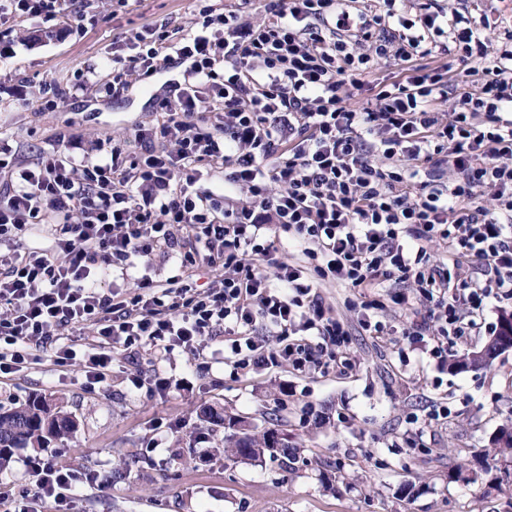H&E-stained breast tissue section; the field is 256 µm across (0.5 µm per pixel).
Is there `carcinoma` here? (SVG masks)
Listing matches in <instances>:
<instances>
[{
	"label": "carcinoma",
	"mask_w": 512,
	"mask_h": 512,
	"mask_svg": "<svg viewBox=\"0 0 512 512\" xmlns=\"http://www.w3.org/2000/svg\"><path fill=\"white\" fill-rule=\"evenodd\" d=\"M498 353L485 358L463 357L450 363L454 370L482 368L491 363ZM76 432V420L59 407L48 403L45 396L34 394L25 402L3 409L0 407V470L9 466L13 454L18 448L43 447L52 440L73 436ZM234 455L247 460L257 461L269 455H279L288 461L295 458V449L272 448L266 438L243 435L233 444Z\"/></svg>",
	"instance_id": "carcinoma-1"
}]
</instances>
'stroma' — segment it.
Returning <instances> with one entry per match:
<instances>
[{
  "mask_svg": "<svg viewBox=\"0 0 512 512\" xmlns=\"http://www.w3.org/2000/svg\"><path fill=\"white\" fill-rule=\"evenodd\" d=\"M445 11L467 6L473 16H488L489 38L512 25V0H439ZM92 22L71 34L73 15L63 32H46L31 21L0 26V47L12 56L0 70V139L19 155L36 154L57 132L84 146L111 138L131 140L135 129L155 123L152 100L162 93L172 70L149 79L132 77L128 92L112 98L104 56L113 41L149 22L187 25L190 0H85ZM85 82L63 110L43 112L39 100L53 86H66L75 73ZM401 284L356 292L337 285L322 297L347 322L351 341L340 351L353 370L300 375L283 365L266 371H233L223 360L200 361L177 353L160 359L151 350L117 352L108 379L84 384L77 370L43 356L28 372L0 377V406L9 408L38 393L63 406L78 430L67 440L40 449L16 450L0 471V498L25 489V462L53 458L83 472L107 476L105 486L84 485L80 512H512V484H498L492 463L494 438L512 426V349L484 369L456 371L438 365L421 351L401 363L403 328L419 321V304L397 306L391 294ZM384 304L379 318L387 335L363 331L357 318L362 298ZM152 378L162 372L172 382L169 396L149 387L132 388L128 375ZM447 418H435L440 406ZM226 421H203L207 408ZM177 421L176 432L158 435L156 423ZM284 435L297 448L295 460L259 461L225 456L226 435ZM206 435L214 451L212 465L194 467L191 450ZM162 443L155 451L153 438ZM137 462L125 467L128 455Z\"/></svg>",
  "mask_w": 512,
  "mask_h": 512,
  "instance_id": "stroma-1",
  "label": "stroma"
}]
</instances>
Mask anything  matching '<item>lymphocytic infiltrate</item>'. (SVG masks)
Instances as JSON below:
<instances>
[{
    "label": "lymphocytic infiltrate",
    "instance_id": "lymphocytic-infiltrate-1",
    "mask_svg": "<svg viewBox=\"0 0 512 512\" xmlns=\"http://www.w3.org/2000/svg\"><path fill=\"white\" fill-rule=\"evenodd\" d=\"M250 2L192 0L188 26L113 42V97L131 75L180 72L135 151L59 133L24 158L0 141L1 375L48 354L94 384L115 351L200 357L220 333L236 371H345L349 327L320 287L388 281L406 288L397 303L425 307L402 331L410 349L444 364L489 299L512 297V30L492 48L488 18L434 0L412 16L403 0H266L260 23ZM64 14L65 0H0V26L53 30ZM392 60L400 75L370 86ZM213 172L222 181L203 186ZM159 259L176 274L155 280ZM465 261L480 276H461ZM130 278L135 293L119 292ZM87 326L94 340L78 342ZM27 468L18 512H73L79 484L98 479L48 459Z\"/></svg>",
    "mask_w": 512,
    "mask_h": 512
}]
</instances>
